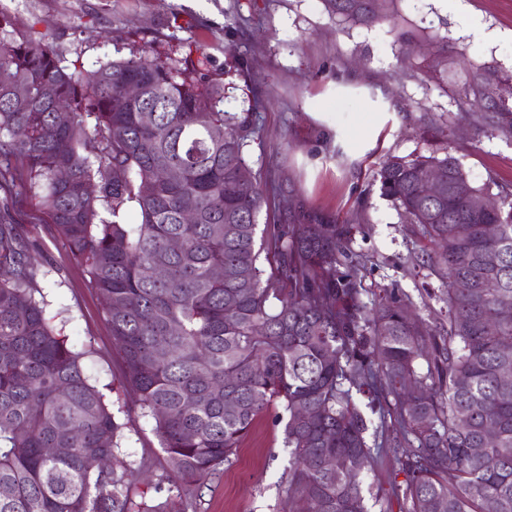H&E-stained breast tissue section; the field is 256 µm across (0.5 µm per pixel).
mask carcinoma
Wrapping results in <instances>:
<instances>
[{"mask_svg": "<svg viewBox=\"0 0 512 512\" xmlns=\"http://www.w3.org/2000/svg\"><path fill=\"white\" fill-rule=\"evenodd\" d=\"M395 2L324 0L332 15L365 26L392 17ZM0 70L25 89L0 87V512H137L132 489L143 475L120 452L126 423L86 375V352L37 298L30 232L11 212L27 193L46 216L37 222L56 225L106 299L124 385L154 422L170 482L206 481L273 407L290 455L285 493L307 512H368L363 474L375 447L402 452L407 512H512V313L485 318L512 297L511 192L491 178L457 195L467 173L447 150L395 156L374 174L380 194L418 227L417 261L447 284V324L409 321L394 289L373 310L363 302L352 225L314 224L303 210L289 211L286 224H259L261 177L238 179L254 129L224 110L223 81L146 49L71 71L3 10ZM421 72L448 82L447 43H436ZM130 80L141 99L126 97ZM507 88L512 73L483 65L462 92L479 108L472 123L512 140ZM147 106L156 109L150 123ZM90 138L100 144L94 161L83 154ZM435 168L448 180L427 198L420 180ZM160 169L175 177L151 184ZM492 196L500 202L479 206ZM131 205L139 222H119ZM487 224L499 229L494 241ZM263 258L275 263L268 275ZM149 266L166 277H147ZM458 279L473 288L455 291ZM408 383L419 394L406 395ZM327 456L335 469L322 467ZM100 458L108 469L95 465Z\"/></svg>", "mask_w": 512, "mask_h": 512, "instance_id": "cac0c4a2", "label": "carcinoma"}]
</instances>
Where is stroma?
I'll return each instance as SVG.
<instances>
[{"instance_id":"35a3bbf8","label":"stroma","mask_w":512,"mask_h":512,"mask_svg":"<svg viewBox=\"0 0 512 512\" xmlns=\"http://www.w3.org/2000/svg\"><path fill=\"white\" fill-rule=\"evenodd\" d=\"M468 2L496 39L467 35L450 0H398L396 22L369 27L340 21L323 0H0V9L22 33L56 46L72 69L144 48L161 59L186 58L204 45L205 72L236 85L225 110L256 117L245 157L267 183L260 224L300 206L311 216L357 225L352 249L363 262V301L396 288L421 317L441 321L443 283L414 267L410 227L381 196L373 174L391 156L445 148L472 185L492 178L512 186V141L457 118L471 109L458 74L483 63L512 71V0ZM403 29L417 31L415 43H401ZM435 35L448 44L444 85L423 78L413 56ZM243 62L246 78L239 74ZM38 208V197L26 194L14 200L12 213L29 225L40 251L37 283L48 317L87 349L88 375L108 386L113 410L129 420L120 451L152 479L135 486L136 503L165 499L171 512H297L283 491L288 450L270 411L210 480L165 498L156 494L153 484L167 477L169 464L153 422L141 416L137 394L121 386V359L99 294L55 225L32 223ZM404 480L395 456L379 453L364 478L370 512H404Z\"/></svg>"}]
</instances>
